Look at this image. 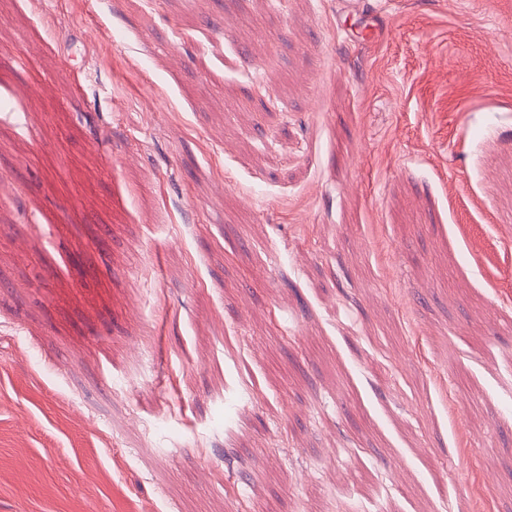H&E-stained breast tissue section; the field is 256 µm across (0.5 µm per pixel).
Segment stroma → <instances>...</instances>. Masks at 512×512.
<instances>
[{"instance_id": "stroma-1", "label": "stroma", "mask_w": 512, "mask_h": 512, "mask_svg": "<svg viewBox=\"0 0 512 512\" xmlns=\"http://www.w3.org/2000/svg\"><path fill=\"white\" fill-rule=\"evenodd\" d=\"M0 512H512V0H0Z\"/></svg>"}]
</instances>
